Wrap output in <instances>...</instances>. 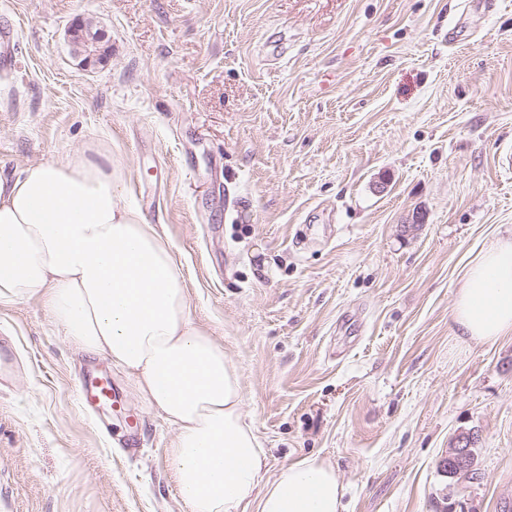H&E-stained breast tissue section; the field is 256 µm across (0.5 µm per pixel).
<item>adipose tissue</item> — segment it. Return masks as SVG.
Wrapping results in <instances>:
<instances>
[{"mask_svg":"<svg viewBox=\"0 0 512 512\" xmlns=\"http://www.w3.org/2000/svg\"><path fill=\"white\" fill-rule=\"evenodd\" d=\"M108 150L0 177V303L39 298L66 340L109 358L175 429L168 455L188 512H342L334 467L305 456L264 481L240 372L188 311L176 259ZM452 320L466 345L512 333V238L466 268Z\"/></svg>","mask_w":512,"mask_h":512,"instance_id":"ef3b65f1","label":"adipose tissue"}]
</instances>
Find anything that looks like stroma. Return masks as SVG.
I'll return each instance as SVG.
<instances>
[{"instance_id": "stroma-1", "label": "stroma", "mask_w": 512, "mask_h": 512, "mask_svg": "<svg viewBox=\"0 0 512 512\" xmlns=\"http://www.w3.org/2000/svg\"><path fill=\"white\" fill-rule=\"evenodd\" d=\"M2 26L0 174L111 148L239 368L265 479L312 455L345 512H512V334L468 347L451 320L467 263L512 235V0H0ZM1 339L0 512H187L175 431L124 373L35 298L0 305ZM92 369L135 446L84 412ZM461 429L480 442L456 483ZM103 39L104 34L102 32H87L84 24H77L73 29V40H82L84 43V55L87 62L100 60L99 47ZM477 436L472 431L458 430L452 439V445L448 454L441 461V468L447 470L465 472L461 474L449 473V477L468 478L475 467L474 447Z\"/></svg>"}]
</instances>
